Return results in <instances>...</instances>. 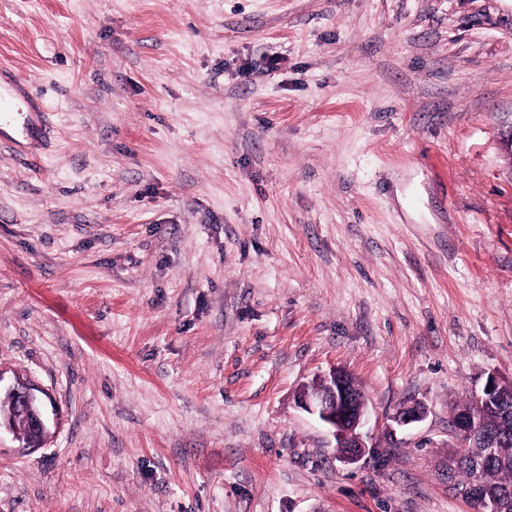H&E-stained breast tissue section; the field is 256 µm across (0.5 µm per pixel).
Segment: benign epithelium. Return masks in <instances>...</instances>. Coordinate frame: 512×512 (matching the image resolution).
Wrapping results in <instances>:
<instances>
[{
	"label": "benign epithelium",
	"mask_w": 512,
	"mask_h": 512,
	"mask_svg": "<svg viewBox=\"0 0 512 512\" xmlns=\"http://www.w3.org/2000/svg\"><path fill=\"white\" fill-rule=\"evenodd\" d=\"M320 388L315 391L302 390L298 404L305 411L315 414L333 430L336 447L340 450L343 462H357L365 452L366 445L358 429L368 416L365 396L355 378L348 372L333 368L317 378ZM512 391V382L504 381L492 373L486 377L477 399L494 400L501 414L512 418V399L507 391ZM6 392L13 396L18 412L28 417L30 426L42 436L50 435L48 423L38 396V387L29 380L15 379ZM425 408L419 404L400 408L394 419L400 424L421 421ZM456 434L468 448L482 443L486 448L496 445V437L484 427L479 413L471 405H459L454 412ZM463 495L475 506L476 512H508V498L488 500L483 495L480 482H474Z\"/></svg>",
	"instance_id": "benign-epithelium-1"
}]
</instances>
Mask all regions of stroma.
Here are the masks:
<instances>
[{
	"label": "stroma",
	"instance_id": "35a3bbf8",
	"mask_svg": "<svg viewBox=\"0 0 512 512\" xmlns=\"http://www.w3.org/2000/svg\"><path fill=\"white\" fill-rule=\"evenodd\" d=\"M0 512H470L512 380V0H0ZM368 398L356 463L298 407ZM422 421L395 422L405 404ZM488 384H491V389H488ZM507 390H511L512 393V382H506L492 373L488 374L479 395L476 397L480 401H496L500 407L502 416L511 417L512 419V395L510 400ZM5 392L13 396L18 412L28 417L32 429L24 418L14 414L11 397L3 394L0 397V419L7 420L10 424L0 420V435L3 430L12 433V427L19 440L30 447H39L43 443L42 436L48 437L50 432L37 394L38 387L29 380L15 378Z\"/></svg>",
	"mask_w": 512,
	"mask_h": 512
}]
</instances>
